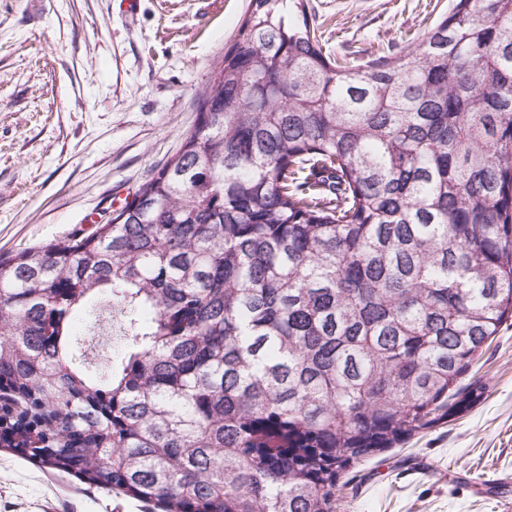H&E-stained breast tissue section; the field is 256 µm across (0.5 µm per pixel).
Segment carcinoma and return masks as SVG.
Instances as JSON below:
<instances>
[{"label": "carcinoma", "instance_id": "1", "mask_svg": "<svg viewBox=\"0 0 512 512\" xmlns=\"http://www.w3.org/2000/svg\"><path fill=\"white\" fill-rule=\"evenodd\" d=\"M308 5L250 0L138 202L0 258L1 448L143 512H335L353 464L483 398L463 376L512 315V0L352 65Z\"/></svg>", "mask_w": 512, "mask_h": 512}]
</instances>
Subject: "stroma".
Here are the masks:
<instances>
[{"instance_id": "obj_1", "label": "stroma", "mask_w": 512, "mask_h": 512, "mask_svg": "<svg viewBox=\"0 0 512 512\" xmlns=\"http://www.w3.org/2000/svg\"><path fill=\"white\" fill-rule=\"evenodd\" d=\"M250 0H0V256L90 229L124 206L197 123ZM451 0H310L329 49L408 46ZM485 398L338 482L336 512H512V318L464 376ZM0 512H142L0 448Z\"/></svg>"}]
</instances>
